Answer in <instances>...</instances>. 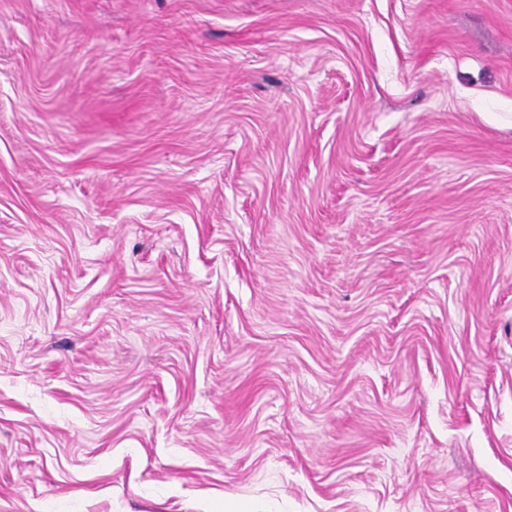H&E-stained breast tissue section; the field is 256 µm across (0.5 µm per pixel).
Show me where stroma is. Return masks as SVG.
Instances as JSON below:
<instances>
[{
    "label": "stroma",
    "instance_id": "obj_1",
    "mask_svg": "<svg viewBox=\"0 0 512 512\" xmlns=\"http://www.w3.org/2000/svg\"><path fill=\"white\" fill-rule=\"evenodd\" d=\"M512 512V0H0V512Z\"/></svg>",
    "mask_w": 512,
    "mask_h": 512
}]
</instances>
